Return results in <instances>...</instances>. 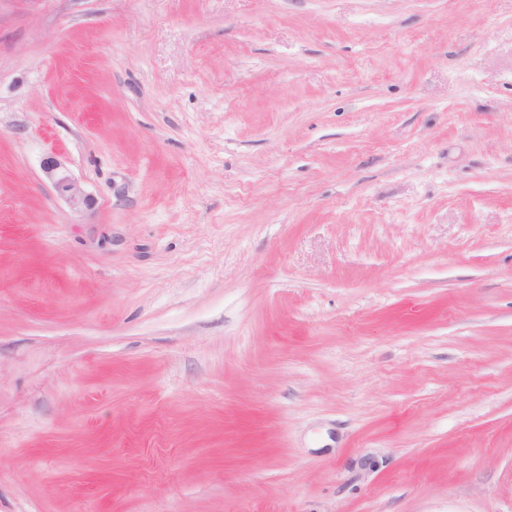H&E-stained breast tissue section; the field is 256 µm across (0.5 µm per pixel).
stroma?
Listing matches in <instances>:
<instances>
[{
  "mask_svg": "<svg viewBox=\"0 0 512 512\" xmlns=\"http://www.w3.org/2000/svg\"><path fill=\"white\" fill-rule=\"evenodd\" d=\"M0 512H512V0H0ZM42 171L55 193L72 208L81 210L92 206V198L84 191L62 159L57 156L46 157L42 162Z\"/></svg>",
  "mask_w": 512,
  "mask_h": 512,
  "instance_id": "stroma-1",
  "label": "stroma"
}]
</instances>
